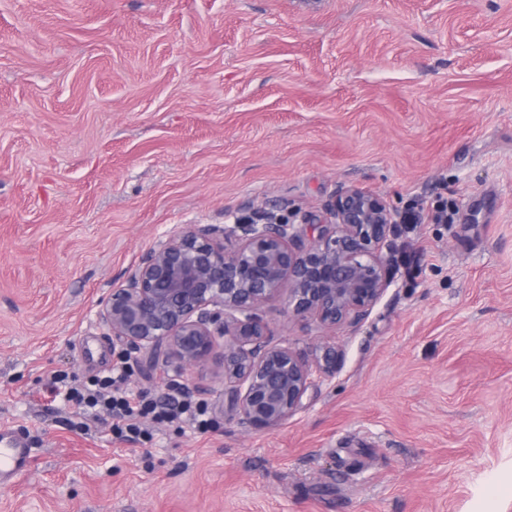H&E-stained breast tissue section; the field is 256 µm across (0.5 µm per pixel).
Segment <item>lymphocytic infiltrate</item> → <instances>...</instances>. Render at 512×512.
Returning <instances> with one entry per match:
<instances>
[{"mask_svg": "<svg viewBox=\"0 0 512 512\" xmlns=\"http://www.w3.org/2000/svg\"><path fill=\"white\" fill-rule=\"evenodd\" d=\"M132 365L123 358L112 366L107 375L96 376L88 382L68 389H61V376H52L49 389L63 394L71 403L78 419L76 427L83 432L102 425L104 418H111V428L130 442L144 438L145 421L158 425L190 423L199 430L211 425L203 402L184 389L161 401L145 391H133L129 386Z\"/></svg>", "mask_w": 512, "mask_h": 512, "instance_id": "f902f5d3", "label": "lymphocytic infiltrate"}]
</instances>
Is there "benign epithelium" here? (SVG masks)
Returning a JSON list of instances; mask_svg holds the SVG:
<instances>
[{
  "mask_svg": "<svg viewBox=\"0 0 512 512\" xmlns=\"http://www.w3.org/2000/svg\"><path fill=\"white\" fill-rule=\"evenodd\" d=\"M397 224L385 196L341 184L297 224L260 211L224 226L186 225L111 289L97 316L121 352L161 359L178 376L220 354L224 416L270 430L306 408L342 353L330 342L308 353L271 344L262 307L283 295L296 320L359 324L391 286Z\"/></svg>",
  "mask_w": 512,
  "mask_h": 512,
  "instance_id": "benign-epithelium-1",
  "label": "benign epithelium"
}]
</instances>
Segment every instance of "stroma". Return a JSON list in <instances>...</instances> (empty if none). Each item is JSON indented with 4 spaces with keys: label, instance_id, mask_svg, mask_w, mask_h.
<instances>
[{
    "label": "stroma",
    "instance_id": "obj_1",
    "mask_svg": "<svg viewBox=\"0 0 512 512\" xmlns=\"http://www.w3.org/2000/svg\"><path fill=\"white\" fill-rule=\"evenodd\" d=\"M452 224L398 231L334 378L281 426L72 431L52 373L111 369L96 312L163 236L314 212L338 185ZM0 512H512V0H0ZM29 445L23 432L0 428V486L7 485L31 466Z\"/></svg>",
    "mask_w": 512,
    "mask_h": 512
}]
</instances>
